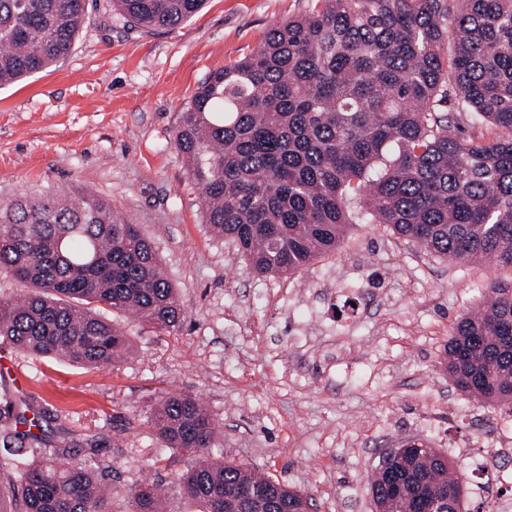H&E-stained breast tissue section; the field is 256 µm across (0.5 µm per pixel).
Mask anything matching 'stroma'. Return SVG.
Wrapping results in <instances>:
<instances>
[{"instance_id": "stroma-1", "label": "stroma", "mask_w": 512, "mask_h": 512, "mask_svg": "<svg viewBox=\"0 0 512 512\" xmlns=\"http://www.w3.org/2000/svg\"><path fill=\"white\" fill-rule=\"evenodd\" d=\"M310 0H206L173 29L131 26L91 0L69 55L0 89V203L84 190L151 240L186 320L175 331L108 311L130 337L120 364L88 370L0 345V395L29 400L43 438L106 440L97 459L125 492L173 483L183 463L148 423L171 392L200 399L219 427L212 455L312 498L315 512H373L367 481L383 453L419 439L465 481L467 512L512 500V410L474 400L439 364L456 319L512 269L437 258L379 224L289 276H260L204 222L203 196L174 143L211 73L249 55ZM28 380L17 387L15 368Z\"/></svg>"}]
</instances>
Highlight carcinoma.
Instances as JSON below:
<instances>
[{"label": "carcinoma", "instance_id": "carcinoma-1", "mask_svg": "<svg viewBox=\"0 0 512 512\" xmlns=\"http://www.w3.org/2000/svg\"><path fill=\"white\" fill-rule=\"evenodd\" d=\"M203 0H109L137 27L172 29ZM87 0H0V87L30 78L70 53ZM455 44L445 59L444 43ZM492 124V142L459 135L443 114ZM204 218L260 275L288 276L335 251L349 224H384L442 259H490L512 268V0H312L275 24L260 45L212 73L181 113L174 134ZM0 269L31 286L0 299V344L40 358L104 369L131 352L124 332L98 310L134 314L160 330L184 321L175 288L149 239L87 191L26 194L0 204ZM512 283L492 284L452 327L441 362L463 393L512 408ZM38 415L0 398V466L30 454L0 512H112V486L85 440L42 450ZM148 423L185 456L176 485L128 493L129 512H165L179 494L196 512H222L224 495L247 483L276 512L301 493L235 460L212 458L213 419L202 403L170 393ZM402 470L414 491L389 512H414L413 496L441 488L463 502L461 477L442 453L411 446Z\"/></svg>", "mask_w": 512, "mask_h": 512}]
</instances>
